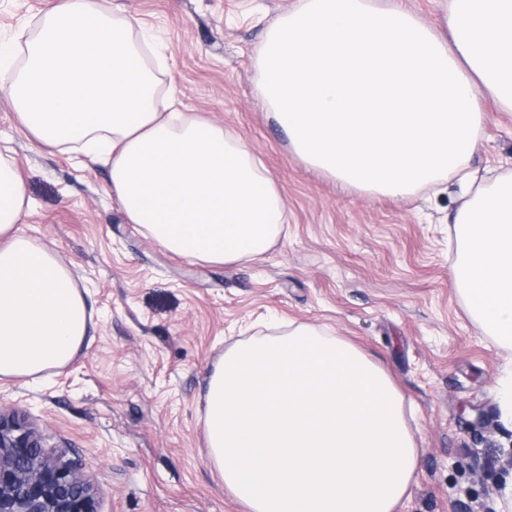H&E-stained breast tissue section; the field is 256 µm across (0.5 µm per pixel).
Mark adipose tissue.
<instances>
[{
  "label": "adipose tissue",
  "instance_id": "adipose-tissue-1",
  "mask_svg": "<svg viewBox=\"0 0 512 512\" xmlns=\"http://www.w3.org/2000/svg\"><path fill=\"white\" fill-rule=\"evenodd\" d=\"M440 34L395 0H299L257 51L260 91L294 153L357 192L455 181L454 288L512 346V172L471 166L482 96L512 112V0H448ZM132 18L62 0L0 43V92L38 145L111 162L130 223L185 258L260 255L288 219L274 177L223 127L173 111L168 70ZM31 199L0 154V378L69 364L91 316L69 269L22 234ZM209 458L249 512H396L418 467L403 397L340 336L289 325L229 348L205 392Z\"/></svg>",
  "mask_w": 512,
  "mask_h": 512
}]
</instances>
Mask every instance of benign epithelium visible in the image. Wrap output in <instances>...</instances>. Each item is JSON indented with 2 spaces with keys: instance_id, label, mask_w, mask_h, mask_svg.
<instances>
[{
  "instance_id": "benign-epithelium-1",
  "label": "benign epithelium",
  "mask_w": 512,
  "mask_h": 512,
  "mask_svg": "<svg viewBox=\"0 0 512 512\" xmlns=\"http://www.w3.org/2000/svg\"><path fill=\"white\" fill-rule=\"evenodd\" d=\"M0 512H98L86 464L68 449L46 450L27 417L0 407Z\"/></svg>"
}]
</instances>
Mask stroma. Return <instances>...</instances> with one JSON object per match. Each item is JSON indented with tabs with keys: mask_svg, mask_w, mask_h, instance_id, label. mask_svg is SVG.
Segmentation results:
<instances>
[{
	"mask_svg": "<svg viewBox=\"0 0 512 512\" xmlns=\"http://www.w3.org/2000/svg\"><path fill=\"white\" fill-rule=\"evenodd\" d=\"M60 0H0L12 42ZM298 0H107L148 31L180 111L241 138L275 178L288 222L262 255H174L129 223L107 165L47 152L0 93V152L32 200L19 228L66 265L93 315L90 341L43 378L0 379V404L91 463L99 512H245L209 461L206 379L225 351L305 323L358 345L391 376L419 448L397 512H512V348L485 335L452 285L456 194L362 195L293 152L259 91L257 47ZM473 166L512 169V115L484 100Z\"/></svg>",
	"mask_w": 512,
	"mask_h": 512,
	"instance_id": "1",
	"label": "stroma"
}]
</instances>
